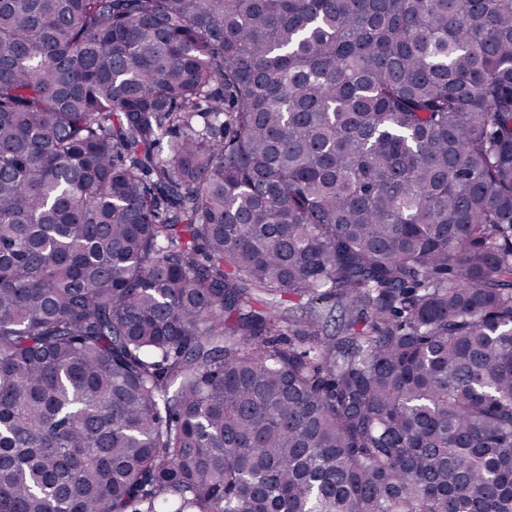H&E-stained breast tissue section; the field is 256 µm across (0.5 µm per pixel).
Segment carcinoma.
I'll return each instance as SVG.
<instances>
[{"mask_svg": "<svg viewBox=\"0 0 512 512\" xmlns=\"http://www.w3.org/2000/svg\"><path fill=\"white\" fill-rule=\"evenodd\" d=\"M0 512H512V0H0Z\"/></svg>", "mask_w": 512, "mask_h": 512, "instance_id": "cac0c4a2", "label": "carcinoma"}]
</instances>
